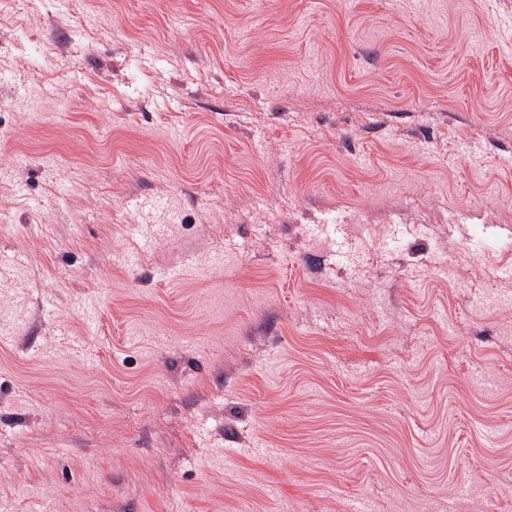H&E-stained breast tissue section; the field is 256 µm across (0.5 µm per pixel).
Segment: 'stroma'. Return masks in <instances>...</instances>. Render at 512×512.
I'll list each match as a JSON object with an SVG mask.
<instances>
[{
    "instance_id": "stroma-1",
    "label": "stroma",
    "mask_w": 512,
    "mask_h": 512,
    "mask_svg": "<svg viewBox=\"0 0 512 512\" xmlns=\"http://www.w3.org/2000/svg\"><path fill=\"white\" fill-rule=\"evenodd\" d=\"M512 0H0V512H512Z\"/></svg>"
}]
</instances>
